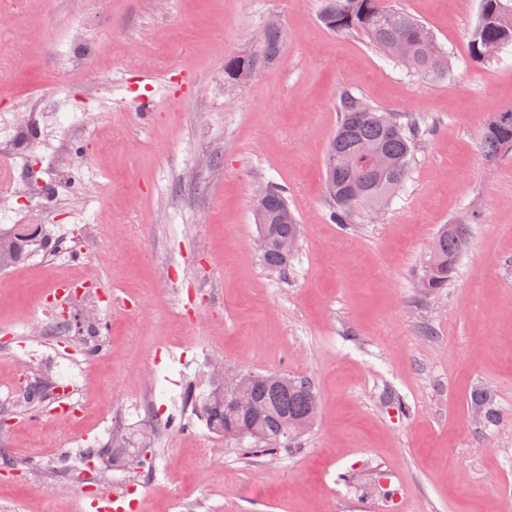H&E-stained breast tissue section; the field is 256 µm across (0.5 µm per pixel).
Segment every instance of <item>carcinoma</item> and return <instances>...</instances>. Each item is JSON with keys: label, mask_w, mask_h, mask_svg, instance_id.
<instances>
[{"label": "carcinoma", "mask_w": 512, "mask_h": 512, "mask_svg": "<svg viewBox=\"0 0 512 512\" xmlns=\"http://www.w3.org/2000/svg\"><path fill=\"white\" fill-rule=\"evenodd\" d=\"M321 20L336 34H364L373 47L410 75L433 80L452 68L450 53L443 49L437 54L432 52L433 36L424 23L386 0H325ZM284 42L281 27L265 26L251 50L224 57L225 79L251 75L273 64ZM511 47L512 0H480L479 20L469 40L470 60L486 62ZM337 111L339 120L327 148L325 165L327 194L332 202L330 218L336 224H355L362 215L379 210L384 199L396 197L409 177L425 122L416 117L381 112L350 91L341 93ZM505 113L512 115V107L492 114L481 130L480 147L490 160L512 148V119L503 121ZM262 212L264 223L257 225V235L263 240L260 259L269 269L285 274L294 254L282 251L280 243L301 234L286 191L269 186ZM33 242L45 250L55 247L48 238L34 235L24 225L7 233L0 231V264L6 255L7 265H12L23 245ZM466 247L465 225H442L428 259L417 273V287L429 293L448 287ZM246 376L239 392L243 404H224V391L213 388L198 398L188 395L193 411L204 418L212 434L236 440L247 454L277 455L295 450L301 434L289 437L287 433L298 428L306 432L313 425V409L319 402L314 384L307 377H291L286 373L280 381L257 372H248ZM48 387L46 382L29 387L23 392L19 407L30 410L40 406ZM471 405L482 409L483 420L488 423L500 417L493 396L487 391L477 392ZM157 430L154 422L145 420L137 435L114 436L109 448L115 453L132 454L145 446ZM254 433L271 442L281 440L283 445L269 447L248 440Z\"/></svg>", "instance_id": "cac0c4a2"}]
</instances>
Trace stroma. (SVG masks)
<instances>
[{"instance_id":"stroma-1","label":"stroma","mask_w":512,"mask_h":512,"mask_svg":"<svg viewBox=\"0 0 512 512\" xmlns=\"http://www.w3.org/2000/svg\"><path fill=\"white\" fill-rule=\"evenodd\" d=\"M463 66L406 74L364 35L320 21L323 0H0V229L38 224L59 248L0 270V512H78L83 452L152 401L173 428L151 467L124 465L142 512L183 496L199 512H512V153L486 160L480 131L512 105V51L468 59L480 0H395ZM286 33L277 63L224 78L267 19ZM349 89L429 128L394 201L375 217H328L324 162ZM159 101L153 119L142 98ZM59 113L32 112L30 99ZM68 182L50 181L58 146ZM287 188L302 227L288 274L254 248L252 200ZM469 245L447 288L415 273L439 225ZM84 293L52 301L55 281ZM98 309L102 327L55 328ZM96 355H86L90 343ZM230 369L311 378L320 414L299 450L243 454L184 405L206 392L212 356ZM71 373L78 417L51 391L25 416V383ZM490 391L483 426L470 401ZM471 406H477L481 409L472 410L475 416H481L483 412L482 419L485 422L491 423L499 419L500 414L498 413L497 408L495 407L493 396L488 391H479L476 392L474 397L471 399Z\"/></svg>"}]
</instances>
